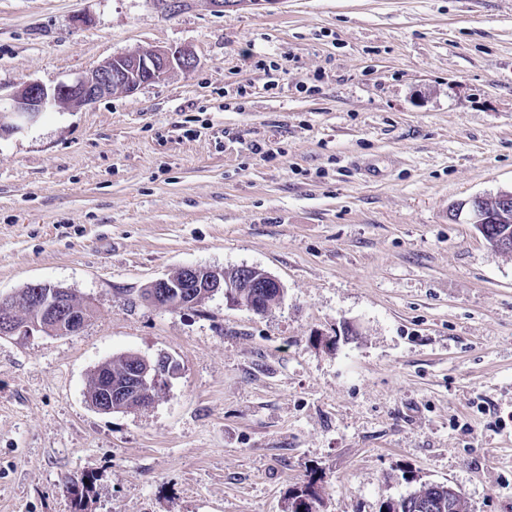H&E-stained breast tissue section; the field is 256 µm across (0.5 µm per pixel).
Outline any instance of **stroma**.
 <instances>
[{
    "mask_svg": "<svg viewBox=\"0 0 512 512\" xmlns=\"http://www.w3.org/2000/svg\"><path fill=\"white\" fill-rule=\"evenodd\" d=\"M180 46L194 70L0 137V296L93 308L0 337V512H74L84 475L85 512H285L310 481L318 512L428 483L512 512V254L463 207L512 189V0H0V100ZM189 265L283 295L141 301ZM161 352L152 406L90 405L98 364ZM25 288L19 289L18 294H26L35 288L34 295H27L25 297L14 294L10 297L1 300L0 304V336H27L33 332L46 330L49 332H56L59 335H74L79 333L85 323L86 317L80 320L75 316L76 312L84 313L89 316V308L87 305L78 301L74 295L70 298L72 291L69 288L63 287L58 284L50 283H33ZM46 288V289H45ZM43 293V299L41 294ZM36 301V304H35ZM71 301V304L69 305ZM33 305L38 311L37 320H26L19 322L14 319V313L17 310L28 308ZM53 330H52V329ZM55 334V335H58Z\"/></svg>",
    "mask_w": 512,
    "mask_h": 512,
    "instance_id": "35a3bbf8",
    "label": "stroma"
}]
</instances>
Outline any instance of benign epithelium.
I'll return each instance as SVG.
<instances>
[{
    "mask_svg": "<svg viewBox=\"0 0 512 512\" xmlns=\"http://www.w3.org/2000/svg\"><path fill=\"white\" fill-rule=\"evenodd\" d=\"M197 64L195 53L188 47L169 50H149L110 58L88 74L69 82L48 88L38 82H27L13 95L8 105L0 103V137L19 132L36 123L48 106L79 110L114 92L135 93L141 86L159 80L169 72L189 71ZM496 205L489 209L487 198L478 196L469 201L473 223H512V191L502 190L494 196ZM246 275L261 281L265 288L282 292L281 283L271 274L253 267L242 266L230 272L201 266H186L182 275L161 277L151 283L153 302L161 305L170 288H206L208 295L219 291L227 302L262 314L269 306L250 304L238 293L240 282ZM35 294L25 297L14 294L0 301V336H27L42 330L60 335L79 333L87 319H80L69 309L71 290L58 284L33 283ZM35 307L38 318L19 322L14 319L18 310ZM178 366L172 357L161 353L157 357L142 358L140 365L130 374V380L108 385L91 406L98 411H134L145 408L165 389Z\"/></svg>",
    "mask_w": 512,
    "mask_h": 512,
    "instance_id": "benign-epithelium-1",
    "label": "benign epithelium"
}]
</instances>
